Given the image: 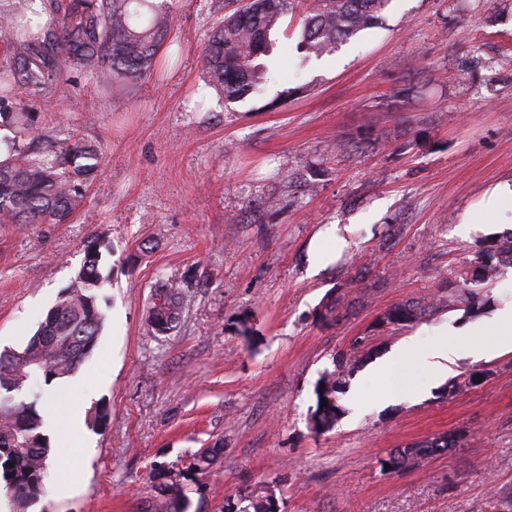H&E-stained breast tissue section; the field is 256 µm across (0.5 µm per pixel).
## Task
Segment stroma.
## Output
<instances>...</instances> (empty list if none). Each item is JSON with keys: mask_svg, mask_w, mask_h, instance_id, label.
Segmentation results:
<instances>
[{"mask_svg": "<svg viewBox=\"0 0 512 512\" xmlns=\"http://www.w3.org/2000/svg\"><path fill=\"white\" fill-rule=\"evenodd\" d=\"M224 0H174L177 64L123 94L92 79L57 83L40 105L47 131L79 123L106 157L67 224H0V352L19 351L80 268L88 240L101 264L104 328L71 376L31 380L50 443L73 449L26 512H145L156 466L181 475L188 512H225L241 488L272 484L280 512H512V350L467 325L512 303V267L485 288L484 311L439 303L461 269L512 231L479 224L486 192L512 180V0H390L378 26L298 69L293 19L271 35L263 99L224 103L206 85L202 50ZM331 224L347 247L318 272L309 252ZM181 290L176 328H147L159 281ZM405 303L431 305L387 323ZM449 376L422 363L436 342ZM403 351L386 373L377 362ZM351 355L335 429L310 422L315 385ZM472 385H465V378ZM463 381L449 396L450 379ZM393 383L399 398L386 401ZM106 421L77 430L76 404ZM462 445L410 469L393 449L442 433ZM216 445L204 471L189 464Z\"/></svg>", "mask_w": 512, "mask_h": 512, "instance_id": "1", "label": "stroma"}]
</instances>
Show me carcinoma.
<instances>
[{
	"mask_svg": "<svg viewBox=\"0 0 512 512\" xmlns=\"http://www.w3.org/2000/svg\"><path fill=\"white\" fill-rule=\"evenodd\" d=\"M36 0H0V27L11 34L10 67L0 75V125L14 136L4 141L0 160V224H68L101 171L99 147L67 128L38 131V115L21 96L45 98L53 85L72 75H86L105 90L133 84L157 67V54L169 31L168 0H50L56 19L44 25ZM224 14L203 49L208 84L230 103L261 95L271 49V32L290 15L299 27L296 49L302 60L320 58L372 25L388 0H250ZM91 249L63 289L46 318L19 355L38 367L47 381L73 374L94 350L103 326L98 290L106 276L99 267L101 249ZM472 270L460 273L463 294L448 302L475 307L481 288L492 283L500 268L512 266V234L498 246L482 250ZM162 298L166 321L151 307L148 325L157 334L179 322L183 303L174 285L161 281L154 298ZM426 308L401 305L385 312L390 322L415 318ZM351 359L336 353L332 368L316 383L317 408L311 414L319 433L333 430L343 414L339 404ZM9 352L0 353V481L19 505L44 490L51 448L38 432L33 406L1 394L15 382ZM327 406H321V402ZM457 446V437L438 436L390 453L391 471L405 470L423 458ZM188 498L177 476L158 485L148 512H187ZM228 512H277L273 494L263 487L246 490Z\"/></svg>",
	"mask_w": 512,
	"mask_h": 512,
	"instance_id": "obj_1",
	"label": "carcinoma"
}]
</instances>
